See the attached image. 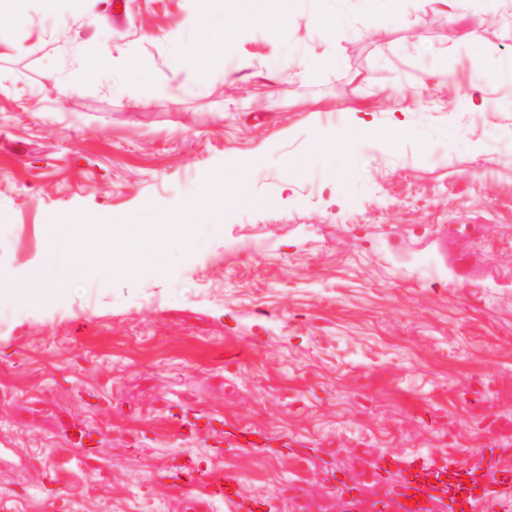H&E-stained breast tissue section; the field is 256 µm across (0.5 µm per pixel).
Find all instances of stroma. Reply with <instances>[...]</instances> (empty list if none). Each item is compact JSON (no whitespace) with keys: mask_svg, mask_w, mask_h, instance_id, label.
Masks as SVG:
<instances>
[{"mask_svg":"<svg viewBox=\"0 0 512 512\" xmlns=\"http://www.w3.org/2000/svg\"><path fill=\"white\" fill-rule=\"evenodd\" d=\"M261 5L0 23V512H190L187 464L239 486L212 512H336L338 478L377 499L423 452L512 471V0ZM34 276L53 302L14 296ZM95 223L93 218L79 216L66 225H48L44 230V237L50 248H54L71 240L80 227Z\"/></svg>","mask_w":512,"mask_h":512,"instance_id":"1","label":"stroma"}]
</instances>
